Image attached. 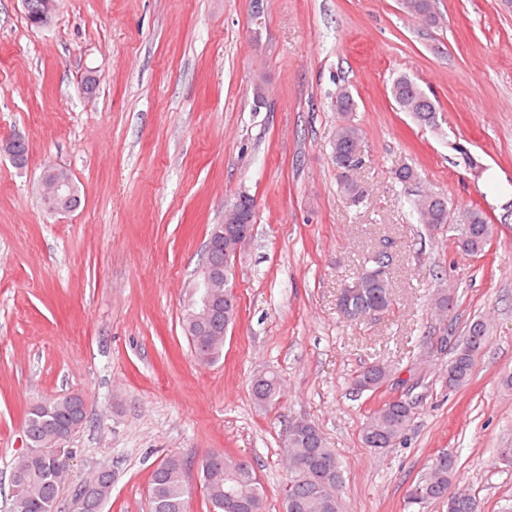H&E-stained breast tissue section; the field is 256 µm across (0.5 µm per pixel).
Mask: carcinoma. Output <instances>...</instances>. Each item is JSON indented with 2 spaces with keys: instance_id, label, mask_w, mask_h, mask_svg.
Listing matches in <instances>:
<instances>
[{
  "instance_id": "1",
  "label": "carcinoma",
  "mask_w": 512,
  "mask_h": 512,
  "mask_svg": "<svg viewBox=\"0 0 512 512\" xmlns=\"http://www.w3.org/2000/svg\"><path fill=\"white\" fill-rule=\"evenodd\" d=\"M405 12L418 18L430 17L437 23L433 0H401ZM391 94L402 111L411 114L422 127L437 125V107L419 86L407 76L397 77ZM333 106L337 114L331 148L336 166L338 183L346 201L359 206L368 197V189L354 177L358 167L356 156L361 150L363 132L354 122L356 101L348 87L336 88ZM420 223L443 225L448 223V199L436 192L420 195L414 201ZM458 242L467 254H478L490 244L496 229L487 214L477 207H465L457 212ZM358 288L342 298L343 318L350 323L376 315L387 314L394 305L390 272L385 270L374 255L364 260L357 278ZM194 308L183 317L185 335L191 349L207 355L208 362L217 360L224 348V329L234 324V318L224 320L207 333L195 330ZM487 327L483 320H474L468 334L455 349L448 362V386L458 387L468 381L475 359L484 349ZM392 368L380 363L369 365L352 378V388L358 393L376 392L383 388ZM282 383L279 376L268 372L252 381V395L257 405L267 407L281 397ZM414 416V407L403 399L385 402L366 416L361 435L372 434L377 451L392 447L402 438ZM86 420L83 400L78 397L47 398L28 411L26 429L30 444L26 455L18 460L12 474V512H58V502L64 490L67 475L57 465V448L54 444L61 435L82 426ZM288 457L300 464L311 460V480L295 484L283 499L284 512H344L340 497L343 470L333 449L326 442L312 435L307 428L298 430L288 440ZM456 461L446 452L434 458L428 470L411 487L408 497L413 503L438 501L447 505V512H478V503L469 493L451 489ZM188 461L169 456L154 470L150 487V512H186L190 491L186 483ZM200 487L212 512H225V492L232 488L245 501L256 495L264 496V489L253 467L238 468L234 457L214 450L197 462ZM112 484L102 476H92L73 486L71 498L83 499L84 507L75 512H103L111 498Z\"/></svg>"
}]
</instances>
